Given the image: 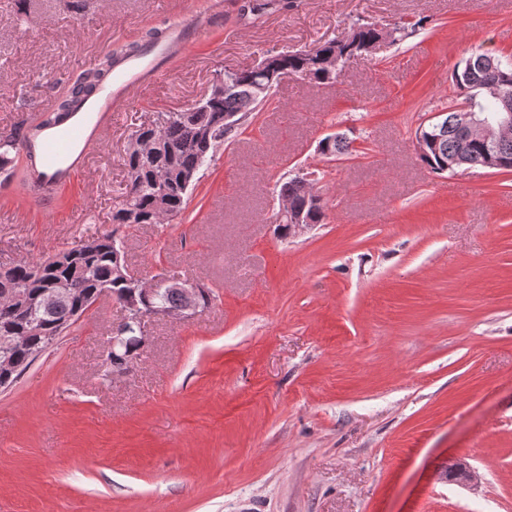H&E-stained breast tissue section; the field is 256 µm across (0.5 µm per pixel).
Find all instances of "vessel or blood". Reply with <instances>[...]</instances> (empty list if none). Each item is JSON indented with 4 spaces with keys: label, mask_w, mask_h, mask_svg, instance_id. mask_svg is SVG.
Here are the masks:
<instances>
[{
    "label": "vessel or blood",
    "mask_w": 512,
    "mask_h": 512,
    "mask_svg": "<svg viewBox=\"0 0 512 512\" xmlns=\"http://www.w3.org/2000/svg\"><path fill=\"white\" fill-rule=\"evenodd\" d=\"M206 30L204 18L181 17L144 52L116 60L111 80L78 102L61 122L50 128L34 122L24 124L20 148L33 159L29 168L30 198L49 199L54 187L74 182L91 163L93 150L111 131L116 114L133 105L137 90L161 75L167 59L182 57Z\"/></svg>",
    "instance_id": "b4317fda"
}]
</instances>
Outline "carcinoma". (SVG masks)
Returning <instances> with one entry per match:
<instances>
[{
  "label": "carcinoma",
  "instance_id": "cac0c4a2",
  "mask_svg": "<svg viewBox=\"0 0 512 512\" xmlns=\"http://www.w3.org/2000/svg\"><path fill=\"white\" fill-rule=\"evenodd\" d=\"M379 37V25L354 22L342 39L280 54L272 60L271 67L282 75L303 76L312 86L321 87L335 82L342 72L339 67H325L323 58L334 56L336 63L343 64L351 57L366 56ZM142 50L143 45L138 42L120 45L95 68L80 73L64 88L55 105L42 113L40 125L57 124L79 99L92 95L111 79L114 60ZM487 56V52H472L455 66L451 80L463 103L492 114L499 111L496 93H512V60L501 58L500 67L492 70L478 65ZM262 83L264 79L254 67L228 69L224 71V95L211 97L204 105L162 112L154 127L137 130L125 152L127 181L121 192L122 201L112 211V223L119 228H132L163 224L180 215L189 200L185 177L199 172L209 155L230 135L224 129L225 114L241 112L247 116L268 102L277 83L268 85L267 92L260 95L256 87ZM456 115L453 109L446 112L433 142L426 143V154L419 156L420 162L434 173L445 172L444 164L464 138ZM18 138L17 132L0 138V158L12 157L16 166ZM320 147L325 155L353 152L352 142L340 133L321 140ZM486 161L485 144L473 142L467 165L483 167ZM495 161V171L512 172V132L496 144ZM278 195L286 198L290 209L303 214L308 223L322 224L326 220L322 199L308 179L295 176L280 183ZM52 291L57 292L56 297L44 301ZM106 292L140 310H177L184 303L181 293L165 288L144 298L140 286L126 276L120 241L113 234L82 240L37 262L20 260L6 270L0 269V365H12V379L20 377Z\"/></svg>",
  "mask_w": 512,
  "mask_h": 512
}]
</instances>
